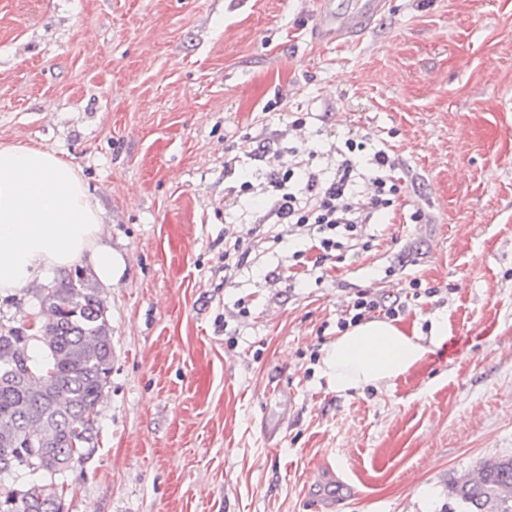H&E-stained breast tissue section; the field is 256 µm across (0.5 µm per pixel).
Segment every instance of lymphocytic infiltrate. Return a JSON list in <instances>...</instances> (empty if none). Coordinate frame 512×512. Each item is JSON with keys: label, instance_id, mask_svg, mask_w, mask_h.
<instances>
[{"label": "lymphocytic infiltrate", "instance_id": "f902f5d3", "mask_svg": "<svg viewBox=\"0 0 512 512\" xmlns=\"http://www.w3.org/2000/svg\"><path fill=\"white\" fill-rule=\"evenodd\" d=\"M336 155L332 175L299 160L287 169L271 170L263 193L268 206L262 217L266 224H289L318 241L316 263L331 258H345L352 249L369 251L363 229L381 213L394 207L404 191L400 178L394 177V160L387 150L368 149L366 141L352 138L330 147ZM369 151L365 167H358L356 153ZM369 183L374 193L368 202L359 199L360 183ZM402 302L387 301L385 296L357 291L338 320V329L355 325L374 313L394 318L404 313Z\"/></svg>", "mask_w": 512, "mask_h": 512}]
</instances>
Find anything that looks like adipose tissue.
Returning a JSON list of instances; mask_svg holds the SVG:
<instances>
[{
  "mask_svg": "<svg viewBox=\"0 0 512 512\" xmlns=\"http://www.w3.org/2000/svg\"><path fill=\"white\" fill-rule=\"evenodd\" d=\"M102 210L77 169L50 149L0 143V296L42 282L54 269L83 262L112 283V251L102 242ZM448 335L372 319L324 349L321 371L336 393L388 387L421 364Z\"/></svg>",
  "mask_w": 512,
  "mask_h": 512,
  "instance_id": "1",
  "label": "adipose tissue"
}]
</instances>
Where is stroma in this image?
<instances>
[{
  "instance_id": "stroma-1",
  "label": "stroma",
  "mask_w": 512,
  "mask_h": 512,
  "mask_svg": "<svg viewBox=\"0 0 512 512\" xmlns=\"http://www.w3.org/2000/svg\"><path fill=\"white\" fill-rule=\"evenodd\" d=\"M318 9L0 0V142L79 167L117 261L98 289L112 373L63 512H446L451 481L512 456V0H385L333 43ZM246 134L273 150L243 166L257 186L292 147L327 170L333 143L386 146L408 189L367 225L372 250L294 263L309 237L261 223L224 170ZM64 276L1 296L0 327L43 320ZM360 290L448 337L342 396L321 356Z\"/></svg>"
}]
</instances>
